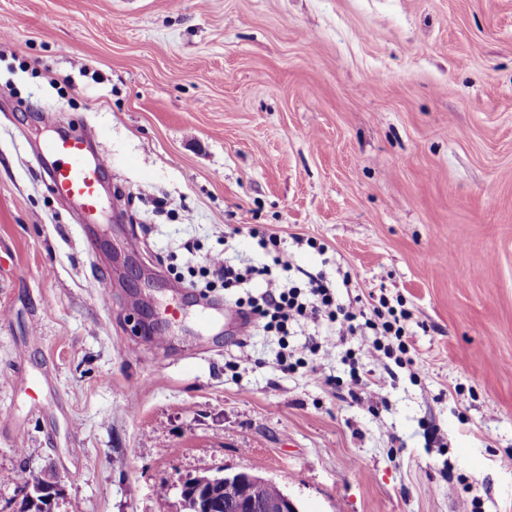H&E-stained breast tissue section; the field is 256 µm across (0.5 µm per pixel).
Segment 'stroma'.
Returning a JSON list of instances; mask_svg holds the SVG:
<instances>
[{"label": "stroma", "mask_w": 512, "mask_h": 512, "mask_svg": "<svg viewBox=\"0 0 512 512\" xmlns=\"http://www.w3.org/2000/svg\"><path fill=\"white\" fill-rule=\"evenodd\" d=\"M61 133L111 157L98 224L36 162ZM261 233L402 295L418 374L371 410L341 362L203 328L235 298L207 257L270 263ZM509 449L512 0H0V512L31 470L53 512H186L241 471L299 512H512ZM27 489L34 492H38L41 489L39 491L41 498L50 503H52L53 499L56 497L55 492H61L59 480L55 476L50 474L46 475L42 471H29L27 473L24 478V490ZM26 492L29 491L27 490Z\"/></svg>", "instance_id": "stroma-1"}]
</instances>
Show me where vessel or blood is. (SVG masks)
Instances as JSON below:
<instances>
[{
  "mask_svg": "<svg viewBox=\"0 0 512 512\" xmlns=\"http://www.w3.org/2000/svg\"><path fill=\"white\" fill-rule=\"evenodd\" d=\"M41 161L54 193L74 202L86 221H98L103 211L102 174L110 167V158L90 154L86 138L66 135L44 143Z\"/></svg>",
  "mask_w": 512,
  "mask_h": 512,
  "instance_id": "1",
  "label": "vessel or blood"
}]
</instances>
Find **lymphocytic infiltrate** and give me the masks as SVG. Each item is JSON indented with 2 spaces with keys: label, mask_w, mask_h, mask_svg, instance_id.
<instances>
[{
  "label": "lymphocytic infiltrate",
  "mask_w": 512,
  "mask_h": 512,
  "mask_svg": "<svg viewBox=\"0 0 512 512\" xmlns=\"http://www.w3.org/2000/svg\"><path fill=\"white\" fill-rule=\"evenodd\" d=\"M238 314L250 328L287 333L302 320L335 325L337 342L311 340L308 349L320 361L336 358L337 343L361 339L360 351H347L344 359L352 367L349 393L360 402H377L395 380V367L414 364L404 338L411 313L403 300L385 295L373 297L369 305L346 304L323 276H308L304 287L271 288L247 299L236 300Z\"/></svg>",
  "instance_id": "lymphocytic-infiltrate-1"
}]
</instances>
